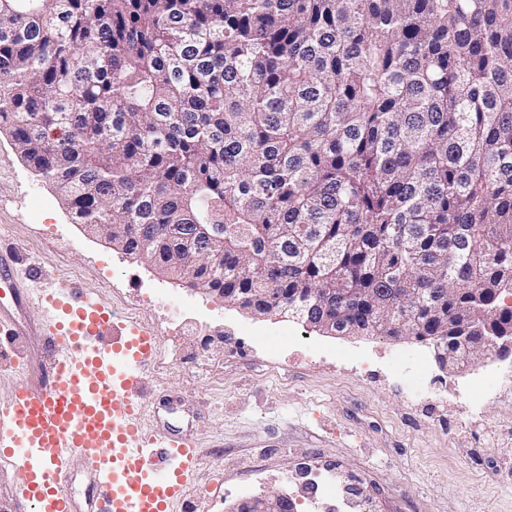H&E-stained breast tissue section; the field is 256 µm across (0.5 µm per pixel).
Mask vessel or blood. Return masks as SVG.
<instances>
[{
    "instance_id": "b4317fda",
    "label": "vessel or blood",
    "mask_w": 512,
    "mask_h": 512,
    "mask_svg": "<svg viewBox=\"0 0 512 512\" xmlns=\"http://www.w3.org/2000/svg\"><path fill=\"white\" fill-rule=\"evenodd\" d=\"M15 257L0 247V288L14 305L37 298L46 321L32 331L0 306L1 354L32 332L41 344L0 401V465L18 470L33 512H172L200 452L193 436L145 421L142 392L157 334L114 317L82 290L30 288ZM79 461L92 466L81 500L71 487Z\"/></svg>"
}]
</instances>
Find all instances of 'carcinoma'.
Listing matches in <instances>:
<instances>
[{
	"mask_svg": "<svg viewBox=\"0 0 512 512\" xmlns=\"http://www.w3.org/2000/svg\"><path fill=\"white\" fill-rule=\"evenodd\" d=\"M0 132L187 288L512 325V0H0Z\"/></svg>",
	"mask_w": 512,
	"mask_h": 512,
	"instance_id": "obj_1",
	"label": "carcinoma"
}]
</instances>
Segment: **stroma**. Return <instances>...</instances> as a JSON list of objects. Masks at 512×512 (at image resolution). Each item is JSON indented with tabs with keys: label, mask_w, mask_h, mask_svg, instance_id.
Returning a JSON list of instances; mask_svg holds the SVG:
<instances>
[{
	"label": "stroma",
	"mask_w": 512,
	"mask_h": 512,
	"mask_svg": "<svg viewBox=\"0 0 512 512\" xmlns=\"http://www.w3.org/2000/svg\"><path fill=\"white\" fill-rule=\"evenodd\" d=\"M0 238L38 282L76 287L163 338L144 395L200 464L175 512L293 494L294 512H512V360L440 367L433 341L330 336L252 317L73 223L0 133ZM330 475L344 499L309 493Z\"/></svg>",
	"instance_id": "35a3bbf8"
}]
</instances>
